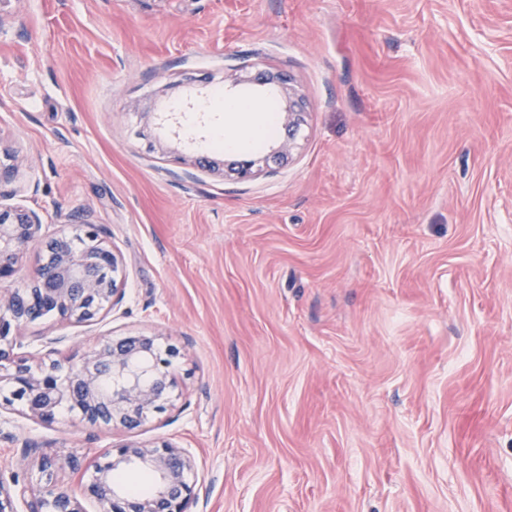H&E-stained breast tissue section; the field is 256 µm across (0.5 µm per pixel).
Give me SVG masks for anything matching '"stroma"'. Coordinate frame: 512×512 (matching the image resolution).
I'll return each instance as SVG.
<instances>
[{"label":"stroma","mask_w":512,"mask_h":512,"mask_svg":"<svg viewBox=\"0 0 512 512\" xmlns=\"http://www.w3.org/2000/svg\"><path fill=\"white\" fill-rule=\"evenodd\" d=\"M260 69L306 100L288 166L213 173L194 112L167 152L148 112ZM0 162L123 267L23 352L156 336L178 384L132 432L0 411L1 480L168 442L189 512H512V0H0Z\"/></svg>","instance_id":"obj_1"}]
</instances>
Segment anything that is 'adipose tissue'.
<instances>
[{
	"label": "adipose tissue",
	"instance_id": "obj_1",
	"mask_svg": "<svg viewBox=\"0 0 512 512\" xmlns=\"http://www.w3.org/2000/svg\"><path fill=\"white\" fill-rule=\"evenodd\" d=\"M205 109L224 115L223 125L215 127L212 138L224 152L235 153L253 148L270 131V114L259 113L256 104L246 98H234L216 93L203 103Z\"/></svg>",
	"mask_w": 512,
	"mask_h": 512
}]
</instances>
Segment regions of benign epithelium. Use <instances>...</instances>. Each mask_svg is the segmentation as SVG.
Returning a JSON list of instances; mask_svg holds the SVG:
<instances>
[{"label": "benign epithelium", "instance_id": "1", "mask_svg": "<svg viewBox=\"0 0 512 512\" xmlns=\"http://www.w3.org/2000/svg\"><path fill=\"white\" fill-rule=\"evenodd\" d=\"M254 81L279 97L288 139L259 160L228 165L225 173L240 180L256 176L271 160L287 163L308 115L304 96L282 74L265 71ZM152 116L171 139H180L175 111ZM41 230L42 218L35 210H0V409L17 406L23 416L42 424L54 423L66 411L88 428L136 430L174 397V351L160 349L157 337L107 338L68 365L15 353L22 347L21 330L46 311L61 320L90 325L112 314L121 300L119 259L93 226L78 238L64 226L46 239L40 238ZM34 244L41 245L44 258L30 285L1 287L16 273L21 254ZM105 458L94 465L85 486L101 512H186L196 472L185 450L167 442L128 443L107 451ZM65 466L78 469V457L43 455L27 482L14 480L9 486L0 479V512H84L80 501L59 487V471ZM131 466L153 474L149 494L129 497L114 484L113 473Z\"/></svg>", "mask_w": 512, "mask_h": 512}]
</instances>
